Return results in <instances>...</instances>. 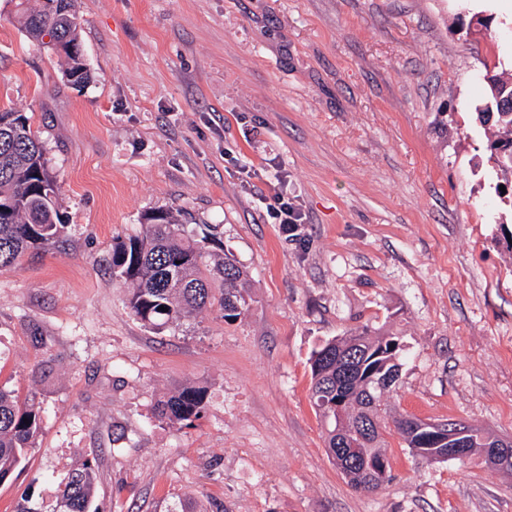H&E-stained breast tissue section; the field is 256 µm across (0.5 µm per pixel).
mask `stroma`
Masks as SVG:
<instances>
[{"mask_svg": "<svg viewBox=\"0 0 512 512\" xmlns=\"http://www.w3.org/2000/svg\"><path fill=\"white\" fill-rule=\"evenodd\" d=\"M19 2L0 0V109L43 142L66 229L0 271V386L44 408L0 512L87 459L97 512H512V471L394 433L389 481L354 489L309 391L313 351L367 328L404 344L388 412L512 440V207L475 115L487 67L512 69V0H77L81 87ZM168 209L247 271L236 320L130 313L112 245ZM188 384L203 419L157 421ZM276 204L271 212L272 218L276 221L275 224H281L285 233H293L297 230L298 224H305L303 212L288 196L278 195Z\"/></svg>", "mask_w": 512, "mask_h": 512, "instance_id": "stroma-1", "label": "stroma"}]
</instances>
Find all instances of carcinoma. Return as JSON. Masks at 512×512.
Returning <instances> with one entry per match:
<instances>
[{
  "instance_id": "1",
  "label": "carcinoma",
  "mask_w": 512,
  "mask_h": 512,
  "mask_svg": "<svg viewBox=\"0 0 512 512\" xmlns=\"http://www.w3.org/2000/svg\"><path fill=\"white\" fill-rule=\"evenodd\" d=\"M24 10L23 29L33 39L48 32L57 37L56 52L65 75L81 86L91 79L84 66L80 22L75 0H60L65 12H50L45 0ZM488 94L477 119L491 128L490 158L501 183L512 188V72L486 73ZM57 183L44 162V149L22 112H0V270L17 264L30 249L56 246L62 224L56 205ZM142 235L112 246V271L129 286L127 306L151 328L178 324L207 308L216 307L224 320L237 319L245 305L247 271L227 255L207 248L208 236L195 238L169 211L145 215ZM403 345L395 336H373L369 330L334 338L311 359V402L329 425L327 451H336V429L344 423L346 436L357 443L360 455L381 465L388 457L381 449L382 432L364 431V425L383 428L381 397L399 378ZM205 395L189 385L160 401L157 419L170 426L188 427L200 419ZM399 437L412 453L433 457L438 448H425L412 422L394 420ZM41 427L40 406L33 395L20 399L14 390L0 387V483L22 468L36 448ZM98 464L87 459L57 484L47 505L25 495L16 512H91Z\"/></svg>"
}]
</instances>
